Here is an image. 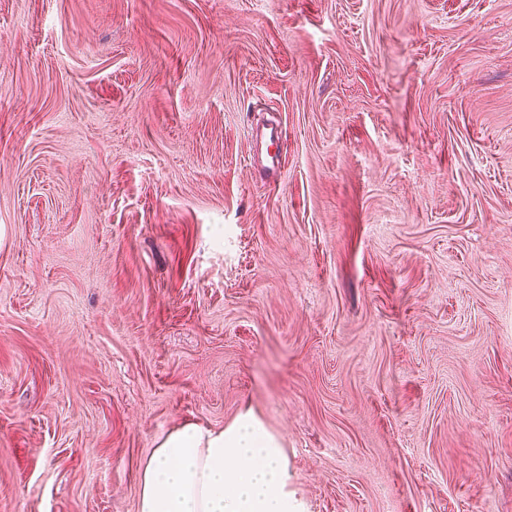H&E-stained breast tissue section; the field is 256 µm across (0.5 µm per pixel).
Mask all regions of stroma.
<instances>
[{
    "instance_id": "stroma-1",
    "label": "stroma",
    "mask_w": 512,
    "mask_h": 512,
    "mask_svg": "<svg viewBox=\"0 0 512 512\" xmlns=\"http://www.w3.org/2000/svg\"><path fill=\"white\" fill-rule=\"evenodd\" d=\"M247 409L307 512H512V0H0V512ZM251 138L254 147V160L259 161L263 169L271 175L281 172L284 161L279 150L283 139L280 126L256 127L252 129ZM271 148H273L271 150Z\"/></svg>"
}]
</instances>
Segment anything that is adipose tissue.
<instances>
[{
    "label": "adipose tissue",
    "mask_w": 512,
    "mask_h": 512,
    "mask_svg": "<svg viewBox=\"0 0 512 512\" xmlns=\"http://www.w3.org/2000/svg\"><path fill=\"white\" fill-rule=\"evenodd\" d=\"M280 437L253 411L160 438L137 478L138 512H307Z\"/></svg>",
    "instance_id": "1"
}]
</instances>
